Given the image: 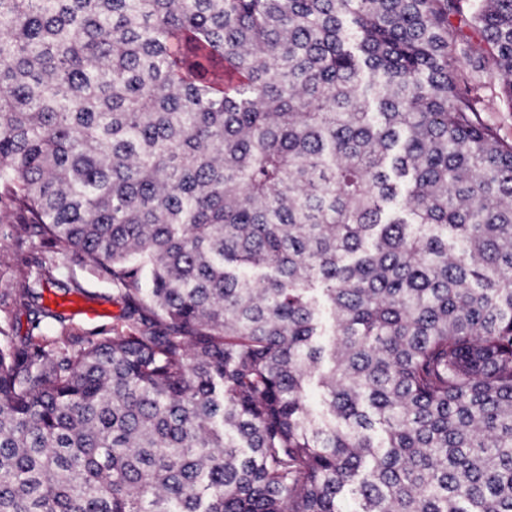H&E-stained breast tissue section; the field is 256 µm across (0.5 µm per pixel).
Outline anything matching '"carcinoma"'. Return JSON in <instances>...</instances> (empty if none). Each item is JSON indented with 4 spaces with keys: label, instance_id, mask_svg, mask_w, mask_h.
I'll return each instance as SVG.
<instances>
[{
    "label": "carcinoma",
    "instance_id": "carcinoma-1",
    "mask_svg": "<svg viewBox=\"0 0 512 512\" xmlns=\"http://www.w3.org/2000/svg\"><path fill=\"white\" fill-rule=\"evenodd\" d=\"M462 8L0 0V198L133 321L0 343V512H512V143L476 85L512 102V0L474 2L486 52ZM463 11L460 15L452 17V23L456 27L460 37L477 49H485L486 43L472 23L469 5L471 0H464Z\"/></svg>",
    "mask_w": 512,
    "mask_h": 512
}]
</instances>
